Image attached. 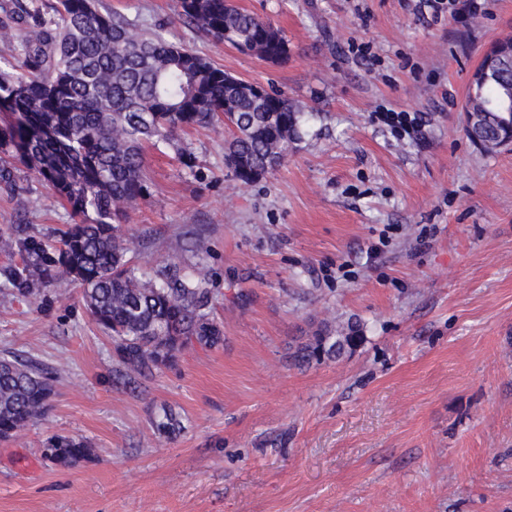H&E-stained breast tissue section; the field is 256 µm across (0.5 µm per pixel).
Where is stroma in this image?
Returning <instances> with one entry per match:
<instances>
[{"label":"stroma","instance_id":"1","mask_svg":"<svg viewBox=\"0 0 512 512\" xmlns=\"http://www.w3.org/2000/svg\"><path fill=\"white\" fill-rule=\"evenodd\" d=\"M238 3L284 32L287 61L197 33L176 0H98L305 112L248 186L224 164L223 124L145 151L127 256L204 280L224 342L119 382L78 288L21 299L0 281V351L62 370L44 415L0 442V512H512V144L478 147L463 123L473 71L512 38V0L470 23L412 0ZM363 43L367 61L349 51ZM389 109L422 114L419 137L378 122ZM73 221L27 169L0 184V231L52 244ZM350 320L356 350L295 364L303 337ZM164 409L181 420L170 435L151 424ZM53 435L91 458L45 461Z\"/></svg>","mask_w":512,"mask_h":512}]
</instances>
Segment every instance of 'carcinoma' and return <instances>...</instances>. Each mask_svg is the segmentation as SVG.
I'll use <instances>...</instances> for the list:
<instances>
[{"label":"carcinoma","mask_w":512,"mask_h":512,"mask_svg":"<svg viewBox=\"0 0 512 512\" xmlns=\"http://www.w3.org/2000/svg\"><path fill=\"white\" fill-rule=\"evenodd\" d=\"M178 14L197 30L240 51L279 64L288 59L283 31L235 0H177ZM29 19L16 31L14 14L0 18V36L14 53L0 56V182L10 185L22 165L49 185L78 222L58 244L47 245L15 228L0 233V249L19 262L4 270L19 298L37 287L67 282L80 288L96 325L112 339L116 377L151 375L198 345L224 341L209 311L210 289L169 262L152 277L137 275L127 258L120 224L144 199L147 144L178 131L224 119L230 133L225 160L250 184L277 166L300 137L302 109L280 91L256 96L251 83L158 32L136 30L104 13L96 0H60L53 14L36 0H17ZM512 97V81L477 87L468 111L490 118L468 131L478 138L507 134L489 104ZM364 337L360 324L317 330L298 345L300 365L339 359ZM57 372L20 355L0 357V440L30 427L49 406ZM159 433L180 428L169 411L153 419ZM44 459L71 465L91 457L78 437L47 439Z\"/></svg>","instance_id":"1"}]
</instances>
